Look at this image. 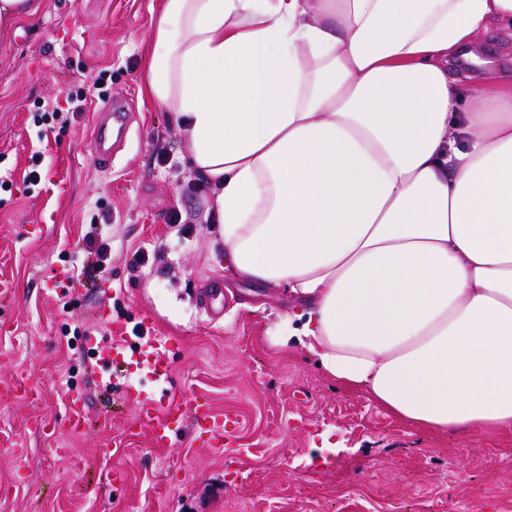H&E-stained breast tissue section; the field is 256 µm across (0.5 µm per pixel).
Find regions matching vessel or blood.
<instances>
[{"instance_id":"b4317fda","label":"vessel or blood","mask_w":512,"mask_h":512,"mask_svg":"<svg viewBox=\"0 0 512 512\" xmlns=\"http://www.w3.org/2000/svg\"><path fill=\"white\" fill-rule=\"evenodd\" d=\"M127 129L126 115L120 111L107 112L97 123L95 137L96 151L103 164L112 161V140L122 137ZM168 349V340L163 336H148L134 350L138 365L149 369L153 382L168 385L170 373L164 360ZM130 350L128 343L104 342L97 346L95 360L101 372L108 373L112 364ZM127 396L138 406L137 426L147 431L154 445L164 446L173 433L189 429L192 439L200 447L212 452H221L224 447V435L228 429L223 417L208 411L205 398H195L190 404L163 402V400L143 395L136 383H129Z\"/></svg>"}]
</instances>
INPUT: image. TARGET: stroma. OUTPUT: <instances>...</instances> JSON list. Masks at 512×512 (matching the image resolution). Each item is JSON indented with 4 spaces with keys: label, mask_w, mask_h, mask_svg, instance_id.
Masks as SVG:
<instances>
[{
    "label": "stroma",
    "mask_w": 512,
    "mask_h": 512,
    "mask_svg": "<svg viewBox=\"0 0 512 512\" xmlns=\"http://www.w3.org/2000/svg\"><path fill=\"white\" fill-rule=\"evenodd\" d=\"M157 6L41 0L0 36V280L14 285L0 299V512H504L512 435L432 433L388 415L296 341L272 343L296 305L285 289L225 278L188 145L139 96ZM113 99L130 128L106 166L93 126ZM53 110L67 123L36 122ZM103 222L107 275L56 288ZM206 282L224 286L223 317L199 301ZM140 326L169 340L168 397H205L226 418L223 454L186 429L166 447L135 432L132 371L99 384L85 338L130 340Z\"/></svg>",
    "instance_id": "obj_1"
}]
</instances>
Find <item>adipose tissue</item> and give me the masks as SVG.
I'll list each match as a JSON object with an SVG mask.
<instances>
[{
  "instance_id": "ef3b65f1",
  "label": "adipose tissue",
  "mask_w": 512,
  "mask_h": 512,
  "mask_svg": "<svg viewBox=\"0 0 512 512\" xmlns=\"http://www.w3.org/2000/svg\"><path fill=\"white\" fill-rule=\"evenodd\" d=\"M498 28L512 0H160L145 53L226 273L287 289L282 340L432 432L512 434V73L448 78Z\"/></svg>"
}]
</instances>
